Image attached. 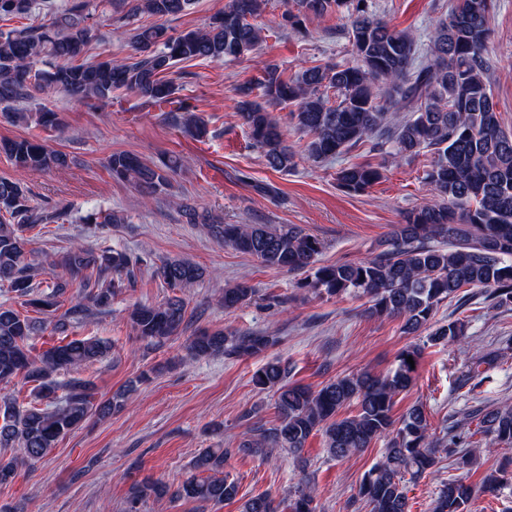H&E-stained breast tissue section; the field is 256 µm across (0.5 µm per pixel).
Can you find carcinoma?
Masks as SVG:
<instances>
[{
  "mask_svg": "<svg viewBox=\"0 0 512 512\" xmlns=\"http://www.w3.org/2000/svg\"><path fill=\"white\" fill-rule=\"evenodd\" d=\"M264 0H227L224 10L211 17L202 30L175 32L165 21L185 12L190 0H137L127 17L141 12L161 23L135 29L132 47L136 60L78 62L96 38L85 23L89 0H71L50 23L22 30L0 31V103H12L45 87L82 101H104L116 90L133 93L146 106L172 114L181 132L196 140L207 135V123L196 115L187 98L176 96V86L165 74L182 61L197 58L222 61L256 50L261 28L253 23ZM495 0H452L448 14L433 22L426 54L416 57L417 38L411 30H397L369 11L367 0H288L283 19L293 28L309 16L347 14V35L354 63L312 66L295 74L275 63L261 68L257 87L238 88L237 112L249 131L252 145L267 165L287 173L297 160L319 162L351 147L372 141L390 146L393 154L414 157L432 153L425 171L433 200L409 211L385 241L386 248L359 261L316 265L322 243L297 225L215 224L195 206H183L189 224H205L216 240L255 257L262 265L290 272L312 271L300 287L317 295L339 298L366 296L372 317H395L406 333L427 332L426 343L453 345L465 336L460 320L432 321L437 306L463 288L488 292L499 306L512 303V134L506 133L496 111L488 80L491 68L489 19ZM33 0H0V15L25 17ZM50 61L51 69L36 67ZM337 96L330 102L328 90ZM290 105L291 119L309 140L303 150L288 144L270 108ZM5 154L19 171L62 170L67 156L43 140L0 139ZM180 165L171 156L162 168L144 164L129 153L108 158L112 177L136 185L150 196L163 188L168 173ZM382 178L381 168L350 164L336 172L337 186L360 194ZM65 209L33 205L23 183L0 178V285L24 299L37 316L21 314L0 302V384L21 378L31 384L35 403L21 406L0 394V486L14 479L18 457L9 450L24 449L27 461L45 457L59 439L92 415L106 417L122 407L124 394L94 402L91 384L73 379L60 385L53 375L86 366L104 356L111 345L101 339H74L47 350L41 359L30 356L27 341L49 326L63 334L93 310H105L128 287L143 261L125 251L108 249L97 255L74 245L60 264L69 278L49 290L34 282L32 251L26 232L43 222L69 220ZM153 275L172 295L158 304H138L130 312L136 335L158 344L183 330L186 304L180 293L202 281L207 270L185 260H166ZM255 290L247 283L224 289V311L252 301ZM68 308L60 315L55 312ZM278 337L255 333L243 336L222 331L201 332L185 344L186 354L204 358L258 355ZM422 347L404 349L396 367L385 375L361 371L328 381L319 390L288 382V369L277 359L267 361L252 377L261 391L273 392L277 422L245 434L237 452L266 456L286 448L298 456L313 435H321L326 451L337 459L364 452L372 442L385 439L381 458L364 473L358 497L370 512H409L405 477L417 481L438 471L440 452L448 450L459 469L472 470L475 451L487 453L512 447V407L479 409L474 434L456 424L438 437L430 429L424 406H411L394 421V399L414 384L416 369L407 358L419 361ZM356 411H340L351 405ZM228 448H205L193 462L194 474L176 489L162 481L134 483L127 512H138L145 498H185L201 506L232 501L238 484L221 476ZM512 494V469H491L480 484L459 477L442 484L433 512H472L477 493L495 497ZM270 495L258 494L241 505V512H279ZM291 512H316L313 491L302 490L289 505Z\"/></svg>",
  "mask_w": 512,
  "mask_h": 512,
  "instance_id": "1",
  "label": "carcinoma"
}]
</instances>
